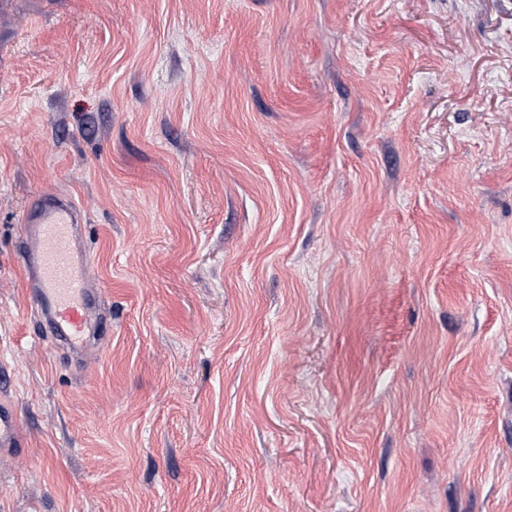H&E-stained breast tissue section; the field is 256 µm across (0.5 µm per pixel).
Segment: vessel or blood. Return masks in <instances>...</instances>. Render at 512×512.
Listing matches in <instances>:
<instances>
[{
  "instance_id": "b4317fda",
  "label": "vessel or blood",
  "mask_w": 512,
  "mask_h": 512,
  "mask_svg": "<svg viewBox=\"0 0 512 512\" xmlns=\"http://www.w3.org/2000/svg\"><path fill=\"white\" fill-rule=\"evenodd\" d=\"M85 217L73 197L51 191L39 196L24 218L20 257L30 279V310L52 338L75 354L87 350V330L112 328L80 235ZM15 412L0 406V447L17 448Z\"/></svg>"
}]
</instances>
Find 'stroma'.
<instances>
[{
  "label": "stroma",
  "instance_id": "1",
  "mask_svg": "<svg viewBox=\"0 0 512 512\" xmlns=\"http://www.w3.org/2000/svg\"><path fill=\"white\" fill-rule=\"evenodd\" d=\"M1 359L0 512H512V0H0ZM86 220L73 197L60 191L39 196L26 216L20 257L30 279V310L74 354L87 351V330H112L101 294L91 287V266L82 237ZM75 246H72V245ZM22 446L18 437L17 417L15 412L5 406H0V447L19 448Z\"/></svg>",
  "mask_w": 512,
  "mask_h": 512
}]
</instances>
